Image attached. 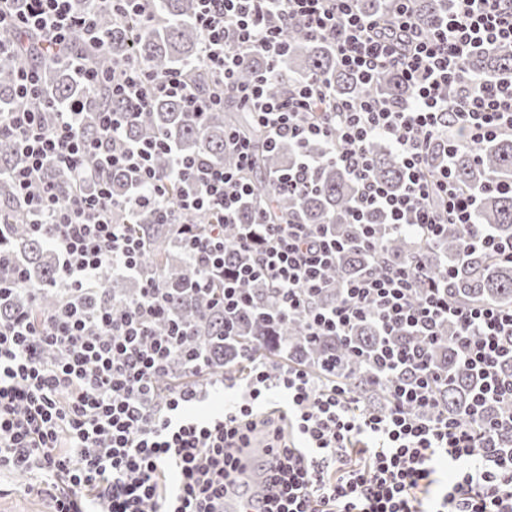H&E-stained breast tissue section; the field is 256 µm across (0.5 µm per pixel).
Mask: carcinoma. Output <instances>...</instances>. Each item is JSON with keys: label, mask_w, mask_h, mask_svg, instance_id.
<instances>
[{"label": "carcinoma", "mask_w": 512, "mask_h": 512, "mask_svg": "<svg viewBox=\"0 0 512 512\" xmlns=\"http://www.w3.org/2000/svg\"><path fill=\"white\" fill-rule=\"evenodd\" d=\"M442 5L443 0H415L416 19L422 30H430ZM73 9L78 14L95 11L99 28L109 37L106 50L87 49V55L100 69H117L127 60L136 58L159 77L171 69L180 68L191 75L202 92H222V88L201 69L202 40L194 23V0H154L146 20L132 31L112 17L109 8L100 4L74 0ZM287 40L288 57L283 63V72L268 84V90L274 96L281 95L288 82L305 78L324 80L334 88L336 96L345 99L373 96L390 100L408 95L406 84L392 70L372 85L348 74L336 62L329 44L301 27L291 28ZM32 63L31 53L0 59L1 103L13 102L15 74L22 68L31 67ZM465 69L488 80L512 77V47L478 49L466 60ZM39 72L45 90L38 102L40 110L53 112L60 104L82 102V128L87 135L96 134L97 113L102 108L109 106L116 112L128 111V107L112 98L105 88H93L83 83L75 74L74 63L65 57L51 59L39 68ZM226 130H236L247 137L257 153L254 194L241 206L239 223H251L256 206L263 204L274 223L330 224L338 236L349 233L348 216L356 197L355 182L343 170L325 163L317 171L314 192L297 197L279 189L278 177L296 167L297 153L287 146L268 150L266 131L255 122L251 112L240 107L231 112H209L199 118L187 111L184 102L178 98H154L141 109L138 118H131L124 124L115 145L122 148L146 140H163L183 156H201L231 167L234 158L224 147ZM369 153L374 176L390 189L401 190L402 169L389 145L374 140L369 145ZM16 162L10 140H0V215L9 223L4 233L29 269V287L37 288L53 279L57 263L47 239L32 234L26 227L23 203L18 200L6 174ZM452 169L462 187L479 191L493 175L512 177V139L500 138L477 148L460 150L453 157ZM111 186L116 213L134 224L135 230L147 241L141 261L144 272L160 275L171 294V317L196 331V336L209 351L211 372L240 371L241 355L249 350L260 359L274 355L283 361L307 364L319 373L321 358L334 353L344 359L343 366L336 370V377L342 379L363 403L372 407L388 404L387 385L377 382L364 358L354 355L357 348L370 351L380 345L381 338L371 325L360 326L349 343L331 336L309 345L303 338L301 319L282 322L271 331L260 318L249 313L240 321L238 335L224 340V313L210 308L208 298L188 289L192 269L172 228L158 223V215L152 208L142 207L133 212L123 210L133 191V180L127 172L112 171ZM480 199V222L490 225L501 237L512 239V196L485 192ZM382 241L390 262L403 264L416 256L432 273L452 260L459 249V234L455 227L448 228L447 234L429 245L403 234H390ZM371 263L372 258L365 251L352 249L342 256L328 278L340 283ZM100 282L108 296L116 299H131L137 294L136 289L112 276L108 267L101 270ZM244 292L253 299L256 312L273 306L271 291L260 283L245 285ZM450 294L453 300L461 303L492 300L505 306L512 305V266L491 265L476 253L459 270ZM432 361L448 374V381L436 389L439 410L452 415L465 414L477 380L459 365L449 346L434 349Z\"/></svg>", "instance_id": "cac0c4a2"}]
</instances>
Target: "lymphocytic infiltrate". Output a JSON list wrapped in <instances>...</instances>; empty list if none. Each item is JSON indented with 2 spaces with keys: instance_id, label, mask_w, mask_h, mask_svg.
<instances>
[{
  "instance_id": "f902f5d3",
  "label": "lymphocytic infiltrate",
  "mask_w": 512,
  "mask_h": 512,
  "mask_svg": "<svg viewBox=\"0 0 512 512\" xmlns=\"http://www.w3.org/2000/svg\"><path fill=\"white\" fill-rule=\"evenodd\" d=\"M356 2L198 0L195 17L210 72L267 129L269 146L298 149L299 164L279 177L280 189L307 193L326 159L358 185L350 213L358 227L354 244L375 265L342 282L329 306H316L314 298L345 244L327 225L270 224L257 212L236 241L238 261H224V227L235 223L252 193L249 140L234 131L226 136L234 169L181 157L171 176H163L153 164L154 147L113 148L125 113L103 109L98 133L89 137L73 104L46 127L28 105L39 94L36 71L17 72L14 104L0 106V138H10L18 156L8 176L27 225L57 255L50 288L59 303L43 310L22 262L0 249V268L10 269L9 277L0 276V303L22 291L32 299L29 308L0 319V474L28 477V490L50 499L52 512H224L241 452L259 430L267 434L268 452L258 467L270 486L256 512H512V375L501 370L512 360L505 344L512 307L455 303L448 295L454 268L435 275L416 260L387 264L367 222L382 212L390 233L428 244L453 225L461 256L479 253L512 264V241L479 223V200L458 185L450 163L459 148L512 137V80L480 79L464 67L473 49L512 43V0H448L427 32L416 21L414 0H397L388 16L362 13ZM296 25L327 40L339 65L364 82L398 70L409 96L351 101L312 81L270 96L267 84L281 72L287 33ZM33 31L54 53L80 37L98 49L107 43L94 14L73 12L71 0H0V57L23 49ZM257 55L265 72L250 83L236 81ZM76 73L132 108L162 96L182 98L199 115L224 104L220 95L199 92L184 71L157 77L136 59L109 77L85 63ZM376 139L401 161V191L372 174L368 146ZM313 142L327 144L328 157L309 152ZM438 144L447 161L435 167L429 157ZM53 168L72 175L68 191L49 180ZM112 169L128 171L136 183L130 208L152 206L160 223L175 228L194 286L224 312L226 335H235L251 309L242 283L258 279L272 291L274 318H302L309 341L344 337L373 320L386 342L369 366L390 384L389 404L381 410L361 404L337 381L332 355L322 372L291 364L273 376L247 353L243 379L211 377L205 351L170 322L165 288L140 267L145 241L113 216L105 176ZM176 179L187 188L174 197L169 188ZM197 213L208 214L209 223H192ZM106 266L139 278L134 299L105 302L98 279ZM219 270L224 284L218 288ZM444 321L458 327L450 341L458 360L481 379L465 417L434 411L442 378L431 351L448 342L440 332ZM403 329L412 343H389ZM178 364L182 380L161 391ZM229 384L240 394L225 400L221 413H195L197 403ZM275 392L287 399L276 425L264 418ZM494 401L503 411L484 417ZM355 455L361 464H352ZM444 469L451 473L446 481L437 477Z\"/></svg>"
}]
</instances>
